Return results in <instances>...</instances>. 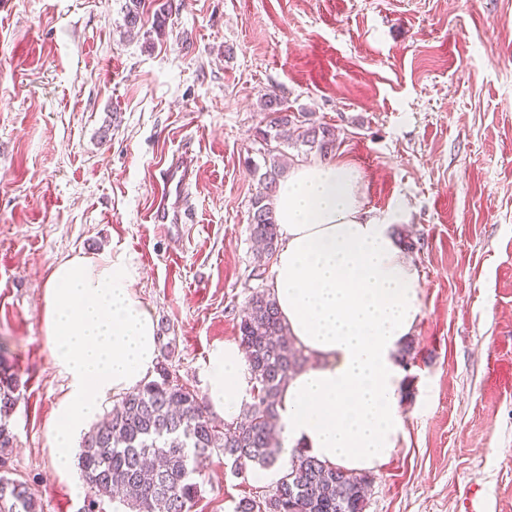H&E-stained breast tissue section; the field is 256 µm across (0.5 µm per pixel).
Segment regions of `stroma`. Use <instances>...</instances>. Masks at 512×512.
Returning a JSON list of instances; mask_svg holds the SVG:
<instances>
[{
    "instance_id": "1",
    "label": "stroma",
    "mask_w": 512,
    "mask_h": 512,
    "mask_svg": "<svg viewBox=\"0 0 512 512\" xmlns=\"http://www.w3.org/2000/svg\"><path fill=\"white\" fill-rule=\"evenodd\" d=\"M7 0L0 9V354L22 398L0 473L42 512H82L79 470L48 442L66 391L41 328L51 267L135 257V292L180 384L205 393L213 347L269 288L250 236L270 116L263 97L335 127L369 216H393L420 281L403 427L365 512H512V0ZM198 158L188 224L150 215L160 169ZM287 467L206 461L192 512H234Z\"/></svg>"
}]
</instances>
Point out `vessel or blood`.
<instances>
[{
  "label": "vessel or blood",
  "mask_w": 512,
  "mask_h": 512,
  "mask_svg": "<svg viewBox=\"0 0 512 512\" xmlns=\"http://www.w3.org/2000/svg\"><path fill=\"white\" fill-rule=\"evenodd\" d=\"M197 172V161L189 151L184 150L172 156L159 173L154 223H185L187 209L184 198L189 188L195 184Z\"/></svg>",
  "instance_id": "vessel-or-blood-1"
}]
</instances>
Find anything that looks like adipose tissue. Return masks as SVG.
I'll return each instance as SVG.
<instances>
[{
    "mask_svg": "<svg viewBox=\"0 0 512 512\" xmlns=\"http://www.w3.org/2000/svg\"><path fill=\"white\" fill-rule=\"evenodd\" d=\"M360 182L355 166L334 161L301 165L280 182L271 281L289 335L310 358L281 394V434L289 448L351 473L393 457L402 429L397 351L420 312L418 275L391 220L367 217ZM140 275L131 256L112 250L60 260L48 276L42 330L68 382L48 427L61 475L103 401L155 369L156 323L134 291ZM252 390L240 347L213 348L211 408L234 422Z\"/></svg>",
    "mask_w": 512,
    "mask_h": 512,
    "instance_id": "ef3b65f1",
    "label": "adipose tissue"
}]
</instances>
